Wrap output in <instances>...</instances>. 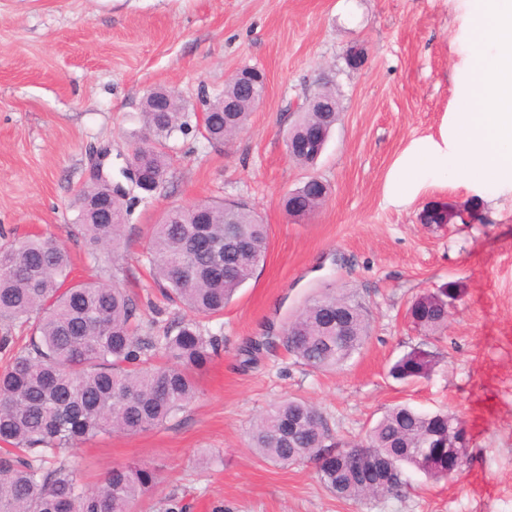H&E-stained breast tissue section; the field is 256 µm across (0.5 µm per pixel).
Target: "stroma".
<instances>
[{"label":"stroma","mask_w":512,"mask_h":512,"mask_svg":"<svg viewBox=\"0 0 512 512\" xmlns=\"http://www.w3.org/2000/svg\"><path fill=\"white\" fill-rule=\"evenodd\" d=\"M463 0H0V245L36 234L64 247L78 280L127 289L142 334L162 335L184 310L155 287L148 242L174 205L243 200L268 226L267 252L222 316L202 325L223 348L197 373L199 393L151 431L110 434L68 461L86 488L135 461L160 474L132 512L183 498L190 512H512V192L494 200L461 184L426 186L407 207L385 185L413 140L438 136L464 73ZM365 55L350 68L347 50ZM266 76V93L223 147L196 133L170 141L168 181L153 197L131 189L121 259L93 258L74 236L73 205L93 170L113 180L144 141L149 90L195 105L240 69ZM339 118L316 165L286 150L294 111L322 85ZM315 177L328 195L311 218H289L284 198ZM476 204L470 224H429L428 211ZM462 287L447 328L425 335L406 312L418 295ZM353 294L370 333L345 365L320 372L284 346L287 319L323 293ZM437 352L426 380L388 374L415 348ZM298 398L326 420L331 441L356 442L391 406L450 409L469 432L453 481L409 470L397 494L364 501L331 493L314 461L271 463L250 446L254 420Z\"/></svg>","instance_id":"1"}]
</instances>
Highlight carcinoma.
<instances>
[{"label":"carcinoma","instance_id":"carcinoma-1","mask_svg":"<svg viewBox=\"0 0 512 512\" xmlns=\"http://www.w3.org/2000/svg\"><path fill=\"white\" fill-rule=\"evenodd\" d=\"M236 79L208 101L213 111L195 123L214 145L225 140L224 98L235 95ZM256 108L252 96L238 101L232 113L241 130ZM190 108L173 95L163 108L144 106L143 127L151 138L148 151L132 159L151 180L150 192L164 186L168 174L167 142L190 130ZM336 112L301 110L295 125L316 123L332 129ZM102 187L82 190L76 198L77 228L96 251L122 238L127 193L112 194V219L98 214ZM255 243L249 252H224L219 270L195 249L198 238L224 239L227 228ZM268 226L241 201L210 200L190 207L174 206L155 225L149 254L164 296L192 314L172 323L161 336L139 335L138 305L115 284L73 282L66 250L38 236H27L0 248V322L33 321L32 335L0 370V512H129L131 504L158 484L155 470L138 464L112 468L94 490L83 488L59 455L99 435H138L161 426L189 405L198 393L194 370L221 348L196 317L219 316L234 294L266 257ZM346 317L347 340L336 342L330 313ZM412 325L426 334L448 325V304L429 293L407 309ZM370 323L361 302L347 293H327L310 302L284 328L286 350L302 364L320 371L347 362L365 343ZM164 350L166 361L151 364L147 351ZM437 354L414 348L393 363L390 375L406 383L426 379ZM311 404L286 399L266 410L251 431L257 454L288 466L302 460L318 464L320 480L337 496L362 500L393 494L406 483L404 467L420 469L435 480L447 477L446 463L421 445L432 429L445 430L453 411L433 413L396 405L372 426L354 448L385 453L398 471L379 476L371 456L330 448L327 423L319 424Z\"/></svg>","mask_w":512,"mask_h":512}]
</instances>
